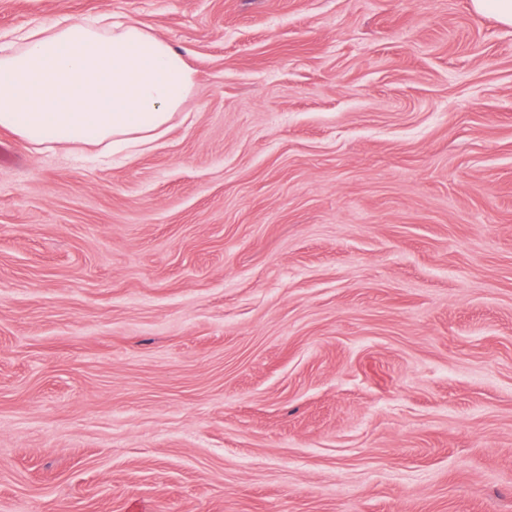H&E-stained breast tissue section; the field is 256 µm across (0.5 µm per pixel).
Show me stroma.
Wrapping results in <instances>:
<instances>
[{"mask_svg": "<svg viewBox=\"0 0 512 512\" xmlns=\"http://www.w3.org/2000/svg\"><path fill=\"white\" fill-rule=\"evenodd\" d=\"M109 12L197 89L150 151L0 142V512H512V27L471 0Z\"/></svg>", "mask_w": 512, "mask_h": 512, "instance_id": "obj_1", "label": "stroma"}]
</instances>
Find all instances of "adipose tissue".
I'll list each match as a JSON object with an SVG mask.
<instances>
[{"mask_svg":"<svg viewBox=\"0 0 512 512\" xmlns=\"http://www.w3.org/2000/svg\"><path fill=\"white\" fill-rule=\"evenodd\" d=\"M197 86L181 52L140 23L61 16L0 45V128L37 148L151 149Z\"/></svg>","mask_w":512,"mask_h":512,"instance_id":"1","label":"adipose tissue"}]
</instances>
